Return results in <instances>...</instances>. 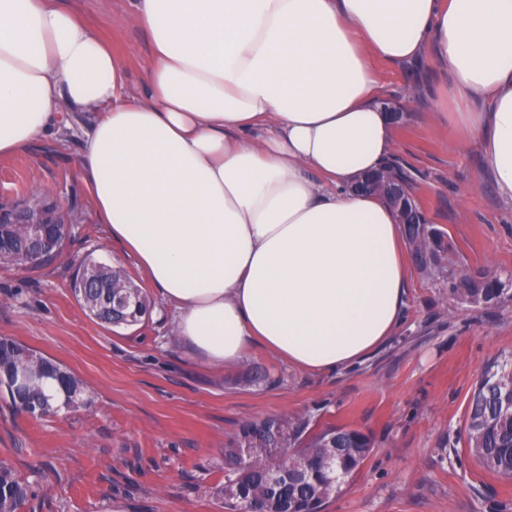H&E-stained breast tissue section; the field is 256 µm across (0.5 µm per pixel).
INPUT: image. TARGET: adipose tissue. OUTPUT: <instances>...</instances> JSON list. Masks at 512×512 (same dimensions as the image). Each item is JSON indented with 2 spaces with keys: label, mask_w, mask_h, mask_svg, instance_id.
Returning a JSON list of instances; mask_svg holds the SVG:
<instances>
[{
  "label": "adipose tissue",
  "mask_w": 512,
  "mask_h": 512,
  "mask_svg": "<svg viewBox=\"0 0 512 512\" xmlns=\"http://www.w3.org/2000/svg\"><path fill=\"white\" fill-rule=\"evenodd\" d=\"M152 60L121 59L53 0H0V156L75 114L101 223L210 364L259 344L363 363L404 305L403 229L352 183L388 163L379 66L433 62L427 95L512 203V0H137Z\"/></svg>",
  "instance_id": "adipose-tissue-1"
}]
</instances>
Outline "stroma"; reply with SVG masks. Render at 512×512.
<instances>
[{"label": "stroma", "mask_w": 512, "mask_h": 512, "mask_svg": "<svg viewBox=\"0 0 512 512\" xmlns=\"http://www.w3.org/2000/svg\"><path fill=\"white\" fill-rule=\"evenodd\" d=\"M108 41L139 91L150 57L134 0H61ZM383 98L408 114L396 160L414 196L472 269L512 271V205L497 194L477 147L457 149L426 95L431 67L385 64ZM80 130L49 135L0 158V203L58 201L73 217L63 258L29 271L0 268V338L74 373L88 408L33 418L0 399V463L31 483L20 512H221L208 486L224 478V444L247 421L303 412L318 424L370 432L376 447L324 512H512V479L485 470L465 445L466 409L480 369L512 354V304L461 305L443 280L410 267L402 320L363 364L338 374L296 369L261 345L214 367L171 338V312L134 258L99 224L76 162ZM124 267L151 308L132 326L89 317L69 286L70 258ZM269 381L253 383L255 367Z\"/></svg>", "instance_id": "stroma-1"}]
</instances>
